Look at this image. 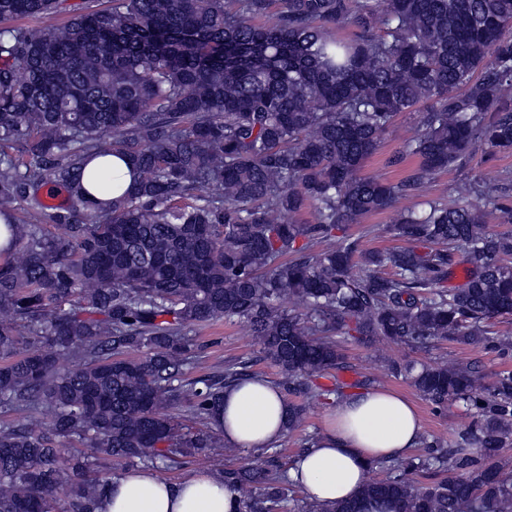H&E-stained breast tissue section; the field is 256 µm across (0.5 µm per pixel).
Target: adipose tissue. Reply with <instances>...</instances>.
Returning a JSON list of instances; mask_svg holds the SVG:
<instances>
[{
	"label": "adipose tissue",
	"mask_w": 512,
	"mask_h": 512,
	"mask_svg": "<svg viewBox=\"0 0 512 512\" xmlns=\"http://www.w3.org/2000/svg\"><path fill=\"white\" fill-rule=\"evenodd\" d=\"M288 403L265 378L224 391L223 436L231 448H269L286 432ZM423 430L414 405L401 394L374 388L336 403L323 433L288 470L310 502L331 505L357 496L370 467L405 457ZM241 495L221 478L197 472L172 482L149 469L124 473L108 486L98 512H238Z\"/></svg>",
	"instance_id": "ef3b65f1"
}]
</instances>
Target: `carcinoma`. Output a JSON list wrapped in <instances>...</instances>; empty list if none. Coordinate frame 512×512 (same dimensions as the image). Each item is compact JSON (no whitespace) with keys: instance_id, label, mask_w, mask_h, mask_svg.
<instances>
[{"instance_id":"obj_1","label":"carcinoma","mask_w":512,"mask_h":512,"mask_svg":"<svg viewBox=\"0 0 512 512\" xmlns=\"http://www.w3.org/2000/svg\"><path fill=\"white\" fill-rule=\"evenodd\" d=\"M60 4L0 0V214L23 203L34 217L7 225L0 263V411L29 412L0 427V512H97L113 479L84 478L99 460L170 468L221 447L224 388L252 378L250 361L183 378L195 325L249 329L301 398L290 432L307 404L347 395L313 380L343 367L336 335L512 359L492 329L512 314V232L487 230L472 205L512 221V184L460 181L449 200L397 208L477 150L512 149V0H109L61 27L4 25ZM402 112L416 128L387 164H416L396 182L364 174ZM107 155L135 180L102 201L83 178ZM43 190L64 203L47 206ZM388 211L409 246L366 250L349 227ZM391 370L472 422L376 463L386 476L359 499L512 512V369L489 382L477 361ZM182 407L211 427L178 433ZM72 438L84 451L67 466ZM224 482L243 492L242 512H283L291 492L275 453Z\"/></svg>"}]
</instances>
